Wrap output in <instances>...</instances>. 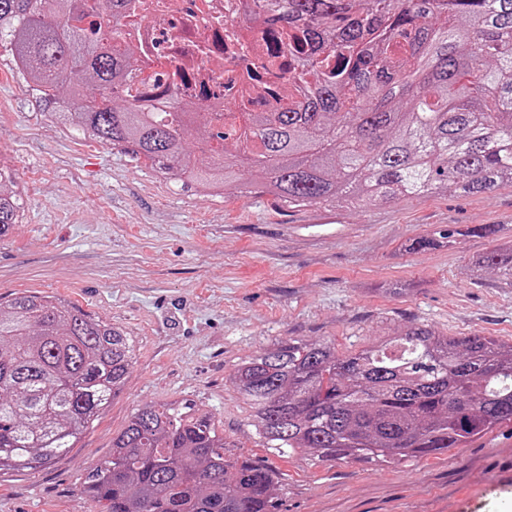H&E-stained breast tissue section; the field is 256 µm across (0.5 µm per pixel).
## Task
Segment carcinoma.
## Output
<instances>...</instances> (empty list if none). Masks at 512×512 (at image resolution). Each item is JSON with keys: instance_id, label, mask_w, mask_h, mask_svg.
Instances as JSON below:
<instances>
[{"instance_id": "1", "label": "carcinoma", "mask_w": 512, "mask_h": 512, "mask_svg": "<svg viewBox=\"0 0 512 512\" xmlns=\"http://www.w3.org/2000/svg\"><path fill=\"white\" fill-rule=\"evenodd\" d=\"M100 2L0 0V48L25 61L43 111L63 93L72 106L63 123L156 172L226 194L241 192L237 167H246L291 208L512 186V0H256L244 12L255 24L307 22L274 48L296 57L305 92L286 111L251 112L222 130L177 98L158 112L114 106L130 50L81 26ZM192 125L210 147L205 165L186 153ZM19 212L0 175V238ZM454 236L439 229L409 249ZM487 269L512 279V245L468 267ZM134 356L122 328L66 299L0 301V474L74 447ZM230 382L255 410L262 447L279 456L396 464L512 423V344L426 324L342 358L329 343L288 338L242 360ZM230 447L208 419L147 404L84 488L102 512H274V470Z\"/></svg>"}]
</instances>
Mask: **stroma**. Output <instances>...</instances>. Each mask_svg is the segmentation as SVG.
<instances>
[{"label": "stroma", "instance_id": "obj_1", "mask_svg": "<svg viewBox=\"0 0 512 512\" xmlns=\"http://www.w3.org/2000/svg\"><path fill=\"white\" fill-rule=\"evenodd\" d=\"M0 164L23 208L0 239V298L67 299L136 345L121 392L65 455L0 476V512H100L83 483L146 403L189 408L277 474L276 512H512V425L396 465L318 462L262 448L236 364L279 340L345 356L424 322L512 343V280L465 274L512 242V187L380 206L289 208L260 190L208 195L159 178L122 148L53 124L0 65ZM498 224L497 238L472 234ZM452 243L413 251L443 227ZM400 283L399 295L386 294Z\"/></svg>", "mask_w": 512, "mask_h": 512}]
</instances>
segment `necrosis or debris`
<instances>
[{"mask_svg":"<svg viewBox=\"0 0 512 512\" xmlns=\"http://www.w3.org/2000/svg\"><path fill=\"white\" fill-rule=\"evenodd\" d=\"M243 0H124L110 15L117 40L134 47L136 61L120 98L145 112L173 97L202 111L279 112L298 93L289 56L269 60L268 35L241 26Z\"/></svg>","mask_w":512,"mask_h":512,"instance_id":"1","label":"necrosis or debris"}]
</instances>
